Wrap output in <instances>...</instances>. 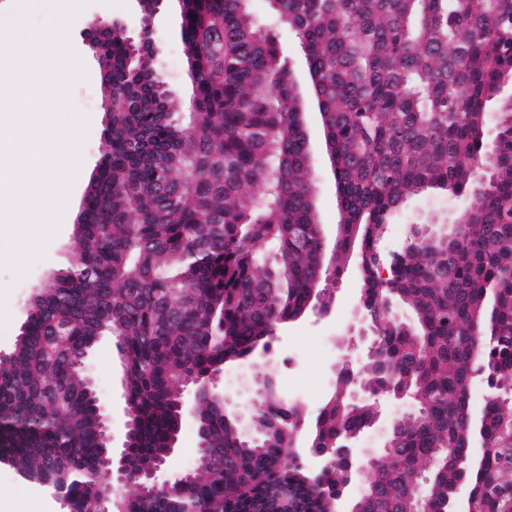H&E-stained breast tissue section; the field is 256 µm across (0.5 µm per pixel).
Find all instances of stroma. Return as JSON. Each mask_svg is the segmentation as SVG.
<instances>
[{
  "mask_svg": "<svg viewBox=\"0 0 512 512\" xmlns=\"http://www.w3.org/2000/svg\"><path fill=\"white\" fill-rule=\"evenodd\" d=\"M97 17L122 22L131 37L137 36L141 26V12L136 0H88L69 23L65 44L75 53L84 75L68 84L62 96V108L54 116L53 128L57 131L63 129L70 113L82 119L79 164L68 186L70 200L66 217L36 234L42 247L41 256L20 277L10 270L0 269V352L5 354L14 347L38 285L68 261L72 226L84 189L103 150L105 112L99 67L92 50L79 36L87 22ZM157 26L162 41L157 67L169 84L175 104L179 105L191 95L192 86L180 37L178 0H168ZM41 93V88L26 81L12 86L9 103L0 104V135L7 137L17 131L20 113L34 112ZM306 121L313 176L318 190L319 219L326 235L332 237L336 234L338 222L336 192L316 108H309ZM463 217L464 208L455 199L431 194L416 196L388 226L381 248L385 251L398 249L406 239L410 225L425 224L432 218L442 223L458 222ZM359 301L357 278L344 274L327 317L317 320L307 314L283 327L279 341L274 344L275 356L269 367L249 360L225 364L219 376L220 386L235 391L241 399H248L257 375L266 370L271 373L279 390L299 395L306 413H315L333 391V367ZM87 368L99 397L112 404L113 443L122 445L126 432L124 366L115 337L103 336L97 340L89 352ZM0 512L64 510L45 488L21 479L11 466L0 463Z\"/></svg>",
  "mask_w": 512,
  "mask_h": 512,
  "instance_id": "obj_1",
  "label": "stroma"
}]
</instances>
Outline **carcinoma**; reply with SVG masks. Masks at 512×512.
Instances as JSON below:
<instances>
[{"mask_svg": "<svg viewBox=\"0 0 512 512\" xmlns=\"http://www.w3.org/2000/svg\"><path fill=\"white\" fill-rule=\"evenodd\" d=\"M250 0H198L182 40L192 97L182 112L155 82L153 59L131 58L116 37L99 54L106 148L82 198L71 258L46 283L8 358L0 361V458L50 488L66 512H87L109 453L85 373L75 358L118 337L134 432L136 473L156 466L176 433L190 380L202 381L269 345L309 310L319 216L300 100L278 39ZM299 41L316 79L326 145L334 151L339 226L333 280L361 255L363 302L388 388L418 398L397 428L394 455L374 469L391 494L373 512H405L414 489L425 512H456L458 484L471 512H512V0H268ZM497 101L496 153L483 133ZM492 173L478 183L480 167ZM468 197L467 241L451 258L427 236L374 263L386 228L415 196ZM411 320L390 321L385 300ZM486 335L472 336V325ZM485 379L478 415L467 390ZM252 435L230 410L204 400L197 426L231 461L200 468L149 498L122 495L123 512H252L287 487L298 512H327L341 462L314 480L304 459L324 441L370 427L373 401L353 404L336 385L289 447L297 403L269 374ZM488 440L491 455L471 445Z\"/></svg>", "mask_w": 512, "mask_h": 512, "instance_id": "obj_1", "label": "carcinoma"}]
</instances>
